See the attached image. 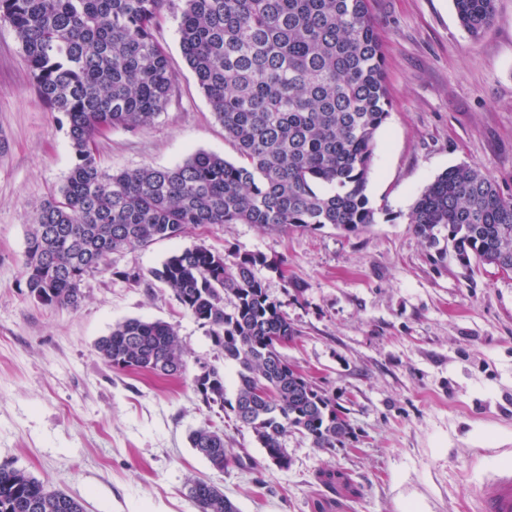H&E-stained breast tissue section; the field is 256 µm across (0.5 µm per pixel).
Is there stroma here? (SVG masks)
<instances>
[{"label":"stroma","mask_w":512,"mask_h":512,"mask_svg":"<svg viewBox=\"0 0 512 512\" xmlns=\"http://www.w3.org/2000/svg\"><path fill=\"white\" fill-rule=\"evenodd\" d=\"M391 106L376 135L366 194L379 213L358 236L215 224L116 251L85 277L78 309L46 306L22 272L32 211L74 156L64 117L39 101L20 44L0 25V464L79 499L85 512H196L188 480L221 488L240 512H471L489 466H512V274L465 271L413 234L410 210L436 176L476 166L512 193V0L471 38L453 0H370ZM178 22L155 30L176 95L148 128L95 140L111 172L172 167L235 147L182 54ZM205 245L257 254L269 298L301 331L288 361L329 388L354 435L330 451L289 435V468L266 461L251 430L207 408L193 378L225 363L205 327L160 282L134 285L172 253ZM284 264L295 288L275 270ZM128 318L173 324L187 351L179 377L112 369L95 344ZM223 427L249 464L219 471L191 448Z\"/></svg>","instance_id":"obj_1"}]
</instances>
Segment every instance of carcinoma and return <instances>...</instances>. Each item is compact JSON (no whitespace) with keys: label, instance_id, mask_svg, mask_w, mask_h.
<instances>
[{"label":"carcinoma","instance_id":"obj_1","mask_svg":"<svg viewBox=\"0 0 512 512\" xmlns=\"http://www.w3.org/2000/svg\"><path fill=\"white\" fill-rule=\"evenodd\" d=\"M464 30L478 38L496 0H453ZM179 19L183 55L239 161L197 151L174 167L111 173L94 151L98 134L142 130L176 92L167 52L154 36L164 12ZM0 23L21 46L37 94L63 114L74 163L41 203L27 233L26 285L43 305L78 308L84 277L124 248L176 238L212 224L358 235L376 223L366 195L375 138L390 99L380 37L368 0H0ZM412 230L440 259L512 272V194L476 167L438 175L409 214ZM254 254L198 245L160 267L127 273L156 280L237 366L234 398L224 373L206 366L193 379L207 407L251 429L265 458L286 469L285 441L300 433L331 450L353 435L330 391L281 355L301 331L270 300ZM108 366L176 377L186 368L176 328L129 318L96 343ZM216 470L242 460L224 430L205 424L189 436ZM197 512H239L217 486L187 485ZM0 512H84L82 503L26 471L0 464Z\"/></svg>","mask_w":512,"mask_h":512}]
</instances>
